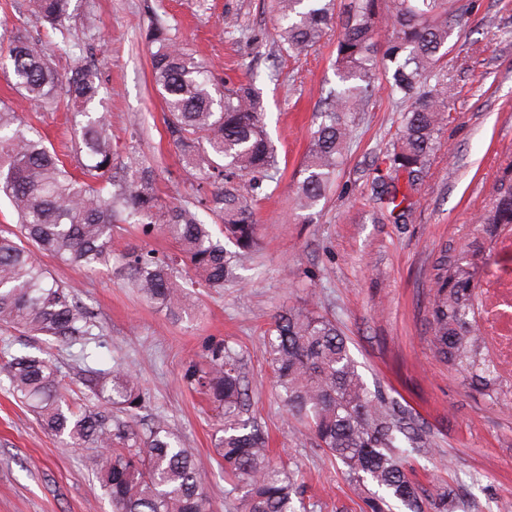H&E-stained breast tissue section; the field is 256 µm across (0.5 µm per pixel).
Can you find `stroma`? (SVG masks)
Here are the masks:
<instances>
[{
  "instance_id": "obj_1",
  "label": "stroma",
  "mask_w": 512,
  "mask_h": 512,
  "mask_svg": "<svg viewBox=\"0 0 512 512\" xmlns=\"http://www.w3.org/2000/svg\"><path fill=\"white\" fill-rule=\"evenodd\" d=\"M464 7L440 61L448 80L446 118L438 146L416 181L391 162L406 103L377 71L371 97L357 113L347 157L313 209L294 205L296 180L310 132L336 86L333 61L341 29L333 24L308 54L282 50L274 0H72L75 44L59 65L85 64L102 83L112 123V152L150 165L168 202L192 198L163 123L144 33L162 18L171 38L214 68L223 81L252 82L262 94L265 128L279 170L258 201L261 248L247 257L238 280L219 291L191 289L192 310L175 318L125 287L128 247L163 254L177 246L138 225L117 228L112 262L95 272L63 265L92 312L98 335L88 346L32 338L48 351L70 388L85 393L87 369L121 363L143 389L139 419H161L205 463L213 512H236L226 498L213 447L216 413L182 376L210 340L234 343L249 383V413L266 431L273 453L302 475L307 512H362L338 466L314 439L301 438L277 397L266 362L273 315L315 300L348 340L369 387L425 432V447L409 451L407 468L425 489L450 487L456 512H512V409L489 404L429 351L426 306L441 251L468 244L475 218L512 167V0H461ZM0 102L31 118L58 150L69 151L65 111L37 112L0 77ZM395 183L407 203L393 218L382 185ZM88 449L70 448L46 433L35 414L15 401L0 375V512H112L99 481L84 464Z\"/></svg>"
}]
</instances>
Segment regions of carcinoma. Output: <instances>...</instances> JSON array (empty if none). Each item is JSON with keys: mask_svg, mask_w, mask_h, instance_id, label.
Segmentation results:
<instances>
[{"mask_svg": "<svg viewBox=\"0 0 512 512\" xmlns=\"http://www.w3.org/2000/svg\"><path fill=\"white\" fill-rule=\"evenodd\" d=\"M458 2L390 0L393 32L381 53L374 40L379 0H349L334 61L338 85L312 132L295 187L298 208L316 206L343 164L356 114L382 65L393 67L389 94L410 102L392 165L411 178L422 172L445 118L448 83L433 73L462 11ZM70 3L28 0L27 13L46 38L16 35L0 45L6 61L0 69L12 89L43 112L67 109L74 133L70 163L33 124L0 106V196L17 216L14 227L0 230V327L76 341L93 335V315L75 287L57 280L37 254L95 271L110 264L117 223L138 224L146 237L163 233L180 259L134 247L122 255L123 277L148 303L179 316L185 311L183 268L195 273L200 287L217 290L259 250L254 206L267 195L277 157L253 84L216 81L193 52L168 38L157 18L146 33L154 46L152 78L182 170L198 182L190 200L163 201L151 167L114 162L97 72L82 65L63 76L57 69L54 51L71 41ZM276 8L282 45L297 55L315 46L335 18V0H276ZM508 224L512 170L480 211L468 249L435 262L426 317L433 356L495 405L507 395L483 358L474 314L475 256L498 252L499 229ZM268 333L269 364L298 432L342 466L369 512H391L393 502L405 512H448V490L424 494L405 468L408 449L423 442L424 431L367 386L335 321L310 303L276 314ZM200 358L189 362L183 378L220 413L215 448L239 512H297V475L272 461L265 432L242 418L250 397L238 354L220 339L207 342ZM0 373L47 433L67 438L73 448L98 449L88 466L111 498L112 512H212L200 461L164 422L133 427L118 419L141 404L131 371L117 364L91 372L82 402L71 400L65 377L46 355L3 350Z\"/></svg>", "mask_w": 512, "mask_h": 512, "instance_id": "cac0c4a2", "label": "carcinoma"}]
</instances>
